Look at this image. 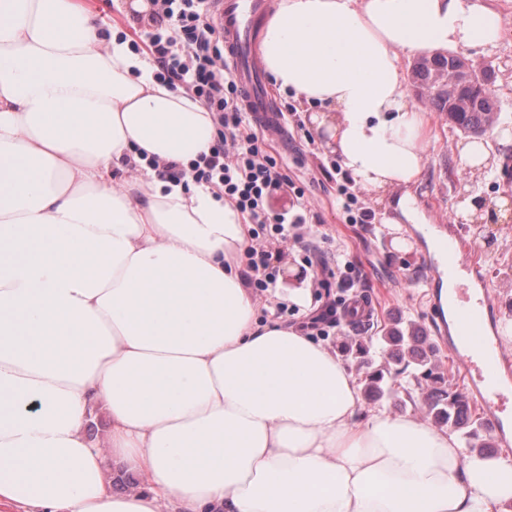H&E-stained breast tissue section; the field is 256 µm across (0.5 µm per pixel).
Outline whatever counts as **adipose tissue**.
<instances>
[{
  "label": "adipose tissue",
  "mask_w": 512,
  "mask_h": 512,
  "mask_svg": "<svg viewBox=\"0 0 512 512\" xmlns=\"http://www.w3.org/2000/svg\"><path fill=\"white\" fill-rule=\"evenodd\" d=\"M502 28L492 0H276L260 57L355 183L402 190L414 221L431 121L403 61ZM216 139L89 0H0V507L512 512L511 458L365 410L336 349L260 319L250 224L145 164Z\"/></svg>",
  "instance_id": "adipose-tissue-1"
}]
</instances>
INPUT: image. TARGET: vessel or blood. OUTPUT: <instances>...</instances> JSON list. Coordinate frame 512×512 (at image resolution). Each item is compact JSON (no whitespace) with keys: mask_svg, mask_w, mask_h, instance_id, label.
I'll use <instances>...</instances> for the list:
<instances>
[{"mask_svg":"<svg viewBox=\"0 0 512 512\" xmlns=\"http://www.w3.org/2000/svg\"><path fill=\"white\" fill-rule=\"evenodd\" d=\"M268 8L269 0H216L215 10L224 34V69L241 88L245 111L262 124L274 121L276 110L255 53ZM427 231L436 240L423 256L425 283L433 290L452 286L455 318L444 341L458 360L468 399L482 408L484 423L499 446H510L512 434L506 426L512 421V357L495 333L498 309L487 293L473 288L479 268L457 228L431 224Z\"/></svg>","mask_w":512,"mask_h":512,"instance_id":"obj_1","label":"vessel or blood"}]
</instances>
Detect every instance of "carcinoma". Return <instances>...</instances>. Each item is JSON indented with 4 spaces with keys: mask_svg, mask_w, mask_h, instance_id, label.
Segmentation results:
<instances>
[{
    "mask_svg": "<svg viewBox=\"0 0 512 512\" xmlns=\"http://www.w3.org/2000/svg\"><path fill=\"white\" fill-rule=\"evenodd\" d=\"M452 66L453 60L445 54L427 57L414 71L415 83L418 88L428 90L426 99L437 111L448 113L450 122L461 129L476 131L496 112L495 101L473 92L462 82L448 85L437 81L436 75ZM375 349L402 368L392 372L383 367L366 374L363 382L368 399L379 401L392 394L398 376L406 373L424 393L427 415L433 426L448 427L460 434L468 448L490 453L491 442L481 438L482 423L473 418L466 393L437 372L438 349L429 337L411 325L405 329L395 326L382 336L346 344L344 353L365 364Z\"/></svg>",
    "mask_w": 512,
    "mask_h": 512,
    "instance_id": "carcinoma-1",
    "label": "carcinoma"
}]
</instances>
